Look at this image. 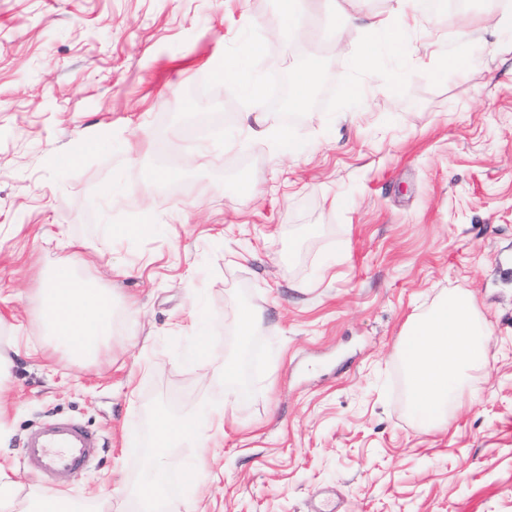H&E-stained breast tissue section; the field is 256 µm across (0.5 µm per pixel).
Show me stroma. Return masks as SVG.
Masks as SVG:
<instances>
[{
	"mask_svg": "<svg viewBox=\"0 0 512 512\" xmlns=\"http://www.w3.org/2000/svg\"><path fill=\"white\" fill-rule=\"evenodd\" d=\"M395 8L306 0L289 34L279 0H0V344H26L0 396V465L20 499L52 486L20 456L47 422L103 442L60 487L75 508L133 512L155 416L220 411L205 447L167 451L182 512H315L328 491L340 512H512V25L482 28L497 0H418L420 25L359 69L375 34L339 42L337 10ZM245 41L260 50L242 60ZM237 60L263 85L318 62L290 143L242 133L243 113L283 119L217 75ZM176 154L187 163L167 173ZM132 216L152 232L112 239ZM61 265L112 294L95 361L49 334L40 290ZM451 293L489 325L487 363L423 429L400 337ZM244 309L264 318L250 351ZM201 321L214 354L194 359ZM225 358L246 388L230 407ZM191 464L193 488L178 477Z\"/></svg>",
	"mask_w": 512,
	"mask_h": 512,
	"instance_id": "obj_1",
	"label": "stroma"
}]
</instances>
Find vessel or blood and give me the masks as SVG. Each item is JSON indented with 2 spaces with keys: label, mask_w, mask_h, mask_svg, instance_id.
I'll return each instance as SVG.
<instances>
[{
  "label": "vessel or blood",
  "mask_w": 512,
  "mask_h": 512,
  "mask_svg": "<svg viewBox=\"0 0 512 512\" xmlns=\"http://www.w3.org/2000/svg\"><path fill=\"white\" fill-rule=\"evenodd\" d=\"M100 446V437L84 426L53 421L26 436L21 455L35 471L65 483L84 469Z\"/></svg>",
  "instance_id": "b4317fda"
}]
</instances>
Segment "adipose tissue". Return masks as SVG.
Here are the masks:
<instances>
[{"label":"adipose tissue","mask_w":512,"mask_h":512,"mask_svg":"<svg viewBox=\"0 0 512 512\" xmlns=\"http://www.w3.org/2000/svg\"><path fill=\"white\" fill-rule=\"evenodd\" d=\"M43 314L53 338L70 357L92 361L112 341V295L77 277L71 267H58L41 290ZM488 329L478 317L470 296L451 294L433 304L424 314L409 319L400 347L405 362L411 406L423 425L443 424L449 406L457 404L467 372L486 362L483 338ZM157 451L140 487L143 512H178L164 498L168 464L165 449L181 444L203 447L206 430L223 429V419L203 421L194 417L174 421L157 418Z\"/></svg>","instance_id":"ef3b65f1"}]
</instances>
